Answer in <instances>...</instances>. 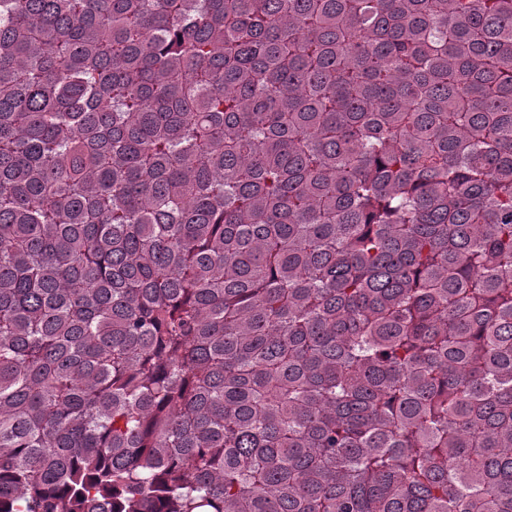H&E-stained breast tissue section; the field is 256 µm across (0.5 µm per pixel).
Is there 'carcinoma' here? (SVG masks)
<instances>
[{"label":"carcinoma","mask_w":512,"mask_h":512,"mask_svg":"<svg viewBox=\"0 0 512 512\" xmlns=\"http://www.w3.org/2000/svg\"><path fill=\"white\" fill-rule=\"evenodd\" d=\"M0 512H512V0H0Z\"/></svg>","instance_id":"1"}]
</instances>
